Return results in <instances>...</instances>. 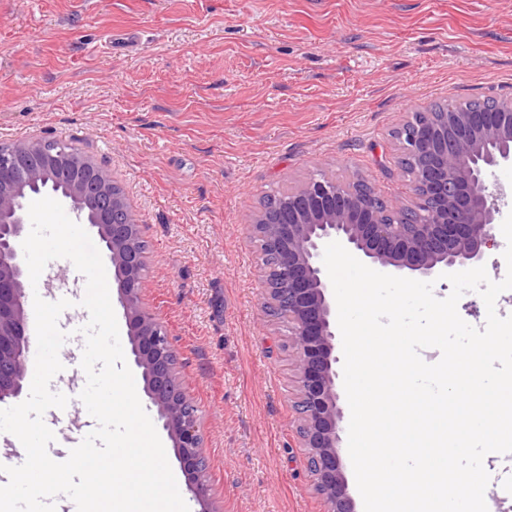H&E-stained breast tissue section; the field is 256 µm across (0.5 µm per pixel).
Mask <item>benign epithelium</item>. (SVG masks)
I'll return each mask as SVG.
<instances>
[{
    "instance_id": "1",
    "label": "benign epithelium",
    "mask_w": 512,
    "mask_h": 512,
    "mask_svg": "<svg viewBox=\"0 0 512 512\" xmlns=\"http://www.w3.org/2000/svg\"><path fill=\"white\" fill-rule=\"evenodd\" d=\"M422 116L407 148L422 161L423 192L394 218L372 206L374 188L357 190L323 177L289 188L288 210L279 220L267 222L258 213L249 224L262 257L271 258L259 268L260 308L267 315L286 312L291 325L299 436L328 512H354V503L340 459L336 308L323 243L334 238L359 260L434 278L481 260L500 206L512 195L491 180L495 169L512 165V99L489 112ZM45 183L57 188L51 198L96 230L114 268L144 393L189 471L190 486L206 500L201 410L185 390L165 326L143 298L148 252L141 225L111 171L51 139L0 144V402L19 396L27 378L28 282L17 243L29 221L26 200Z\"/></svg>"
}]
</instances>
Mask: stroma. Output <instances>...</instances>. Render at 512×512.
I'll return each instance as SVG.
<instances>
[{"instance_id":"stroma-1","label":"stroma","mask_w":512,"mask_h":512,"mask_svg":"<svg viewBox=\"0 0 512 512\" xmlns=\"http://www.w3.org/2000/svg\"><path fill=\"white\" fill-rule=\"evenodd\" d=\"M481 97H512V0H0V143L73 144L134 204L216 512H326L251 214L320 173L412 204L392 131Z\"/></svg>"}]
</instances>
